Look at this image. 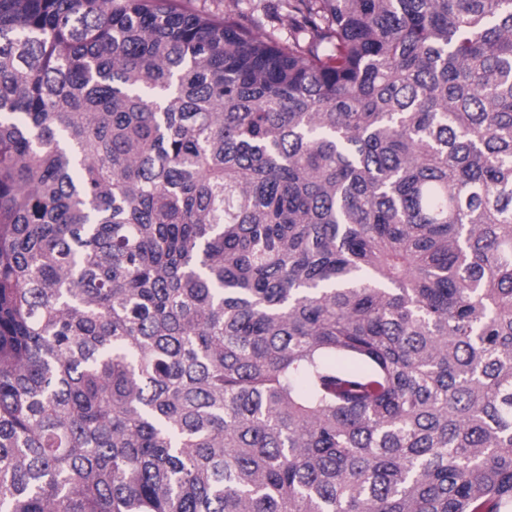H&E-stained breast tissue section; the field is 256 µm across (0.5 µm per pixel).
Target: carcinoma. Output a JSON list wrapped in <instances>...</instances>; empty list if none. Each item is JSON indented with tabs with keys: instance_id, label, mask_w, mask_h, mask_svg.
<instances>
[{
	"instance_id": "cac0c4a2",
	"label": "carcinoma",
	"mask_w": 512,
	"mask_h": 512,
	"mask_svg": "<svg viewBox=\"0 0 512 512\" xmlns=\"http://www.w3.org/2000/svg\"><path fill=\"white\" fill-rule=\"evenodd\" d=\"M0 0V512H512V0ZM238 9L260 17L265 24L257 28L260 33H266L270 25H275L277 35L284 38L288 36V20L282 16L283 12H280V0H254L252 3L238 4Z\"/></svg>"
}]
</instances>
